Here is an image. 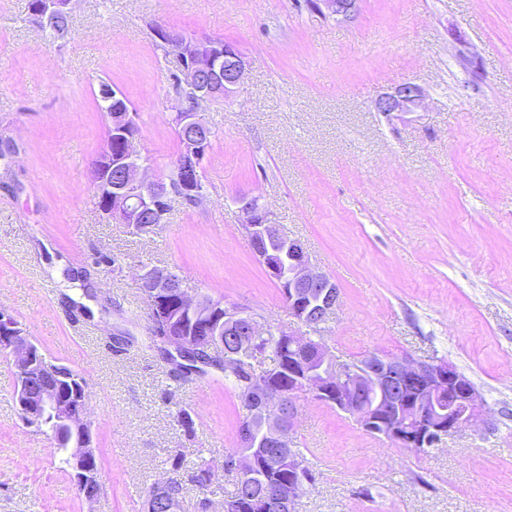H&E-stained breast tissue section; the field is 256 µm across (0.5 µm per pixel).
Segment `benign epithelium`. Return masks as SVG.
I'll use <instances>...</instances> for the list:
<instances>
[{"instance_id":"1","label":"benign epithelium","mask_w":512,"mask_h":512,"mask_svg":"<svg viewBox=\"0 0 512 512\" xmlns=\"http://www.w3.org/2000/svg\"><path fill=\"white\" fill-rule=\"evenodd\" d=\"M72 0H36L32 10L36 19L44 21L57 12H71ZM316 8L330 15L351 17L356 0H315ZM159 34L172 46L180 62L190 67L177 77L188 81L193 97V110L178 105L173 120L183 134L184 147L175 161L181 173L179 197L191 199L204 193L198 176L208 148L211 130L201 115L202 105L215 98L230 99L243 83L247 63L231 44L188 39L167 29ZM423 89L412 81L398 83L380 96L377 111L387 116L414 112L422 106ZM112 140L100 156L101 166H94L92 182L104 199L105 214L124 224H141L145 215H157L164 221L173 193L162 180H151L143 171L137 149L140 130L135 113L121 108L112 115ZM240 209L249 228L254 251L270 275L288 288V306L294 316L317 333L339 305L340 292L326 275L314 270L304 248L295 239L279 234L270 211L255 198L239 199ZM279 239L288 250V265L274 259L270 241ZM144 295L150 304L151 325L169 324V310L164 297L171 296L194 317L211 318L206 327L224 326V334L213 330L207 336L212 343L229 341L234 350L228 352L226 364L248 351L246 337L260 335L259 323L235 306L219 307L207 298L191 295L183 282L168 276V271L149 268L141 274ZM292 352L305 356L314 367L304 366L293 375V384L276 388L264 374L253 378L247 398V419L239 429L240 447L253 448L264 438L273 441L288 463L291 480L272 497L257 499L261 512H292L306 482L296 466L292 448V430L299 395L311 391L326 398L338 409L352 415L367 432L382 435L404 448L424 451L481 419L483 402L474 385L455 367L433 360L367 356L359 364H336L327 349L310 343L306 335H288ZM0 353L12 357L18 386L16 402L23 423L39 425L47 433L50 425L61 423L69 431V439L59 447L67 456L76 486L87 501L94 500L92 490L101 487L93 433L87 419L86 382L69 369L48 360L26 335L19 321L0 310ZM374 396L371 404L362 396ZM448 397V409L439 406ZM253 458L240 453L226 460L224 471L244 482L251 474Z\"/></svg>"}]
</instances>
